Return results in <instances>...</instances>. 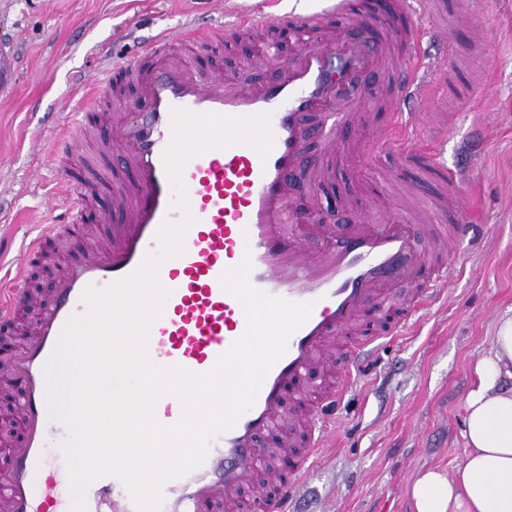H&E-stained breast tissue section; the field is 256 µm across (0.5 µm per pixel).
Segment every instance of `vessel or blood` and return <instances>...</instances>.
Returning <instances> with one entry per match:
<instances>
[{"label":"vessel or blood","instance_id":"b4317fda","mask_svg":"<svg viewBox=\"0 0 512 512\" xmlns=\"http://www.w3.org/2000/svg\"><path fill=\"white\" fill-rule=\"evenodd\" d=\"M352 0H328L318 14L293 12L289 20L297 34L294 54L275 60L274 48L262 42L261 56L272 59L274 73L256 79L250 70L230 75L203 72L189 56L201 40H218L258 29L278 27L272 11L232 13L224 27L199 19L186 20L175 30L149 40L139 55L116 58L92 76L93 95L85 112L94 125L76 113L71 136L64 143L68 156L89 160L108 155L97 171L99 184L112 197V210L92 215L91 202L78 185H71L66 210L56 203L47 209L54 218L50 231L69 239L61 255L64 273L31 324L29 342L0 356L19 389V441L6 453L0 468V500L7 512H70L68 475L60 449L67 432L45 401L43 368L52 355L67 319L82 312L80 297L87 285L105 286L136 270L147 254L159 248L157 232L163 221H180L163 154L171 139V111L185 108L225 116L269 114L274 144L267 156L236 144L193 157L183 169L189 208L195 219L184 239L181 256L166 260L159 280L170 292L162 315L151 329L148 353L160 366H179L203 374L216 365L246 328L241 303L220 282L224 271L250 259L251 284L291 302L312 303L309 319L288 340L286 354L271 368L251 409L228 430L214 437L204 462L162 487L161 512H238L240 489L259 469L267 484L257 488L261 512H287L299 491V466L319 449L329 447L336 425L321 398L307 392L304 435L291 433L284 413L292 385L314 370L334 365L333 346L343 336L355 337L344 369L330 387L331 400L357 386L382 340L407 325L409 316L448 278V267L435 255L450 252L452 240L438 233L430 251L416 247L418 225L363 215L359 223L335 232L315 223L317 196L307 207L294 201V177L312 169L315 182L330 178L328 166H312L310 146L319 143L326 158L340 153L358 156L357 130L371 129L374 147L397 144L406 165L429 172L441 186L454 178L442 164L418 146L425 129L420 112L386 113L354 95L361 83L375 82L398 46H410L415 29L407 24L412 0H385L378 10L358 15L354 35L326 37L325 23L353 14ZM125 74L140 88V105H130L121 87L112 83ZM390 99L425 104L427 96L416 65L393 73ZM461 199L452 192L443 213L458 216ZM320 239V251L306 250L296 227ZM35 237L15 257V274L0 290V323H13L33 303L27 292L26 265L41 250ZM417 290L414 304L404 306L388 327L380 321L392 307L389 298L399 284ZM157 422L176 425L182 405L172 395L161 397L154 409ZM88 512H136L129 491L118 479L101 478L86 492Z\"/></svg>","mask_w":512,"mask_h":512}]
</instances>
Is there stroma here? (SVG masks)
<instances>
[{"label":"stroma","instance_id":"stroma-1","mask_svg":"<svg viewBox=\"0 0 512 512\" xmlns=\"http://www.w3.org/2000/svg\"><path fill=\"white\" fill-rule=\"evenodd\" d=\"M189 15L224 20L210 0H0V44L18 59L15 83L0 84V277L11 276L22 237L49 224L48 198L66 201V162L47 152L66 136L61 116L89 99L88 76ZM412 22L440 31L418 47L429 94L444 106L424 137L475 209L461 218L469 231L448 255L445 287L337 405L336 445L309 459L294 512H412L413 478L462 462L472 368L492 351L499 319L512 316V0H434ZM200 65L249 66L260 79L271 71L252 65L246 40L223 43ZM332 167L318 193L340 225L357 223L368 203L408 224L436 194L393 148L360 163L340 156Z\"/></svg>","mask_w":512,"mask_h":512}]
</instances>
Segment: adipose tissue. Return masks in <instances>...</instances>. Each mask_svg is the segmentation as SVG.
I'll return each mask as SVG.
<instances>
[{"label": "adipose tissue", "mask_w": 512, "mask_h": 512, "mask_svg": "<svg viewBox=\"0 0 512 512\" xmlns=\"http://www.w3.org/2000/svg\"><path fill=\"white\" fill-rule=\"evenodd\" d=\"M466 452L453 476L429 469L413 481L414 512H512V316L473 367L464 405Z\"/></svg>", "instance_id": "1"}]
</instances>
